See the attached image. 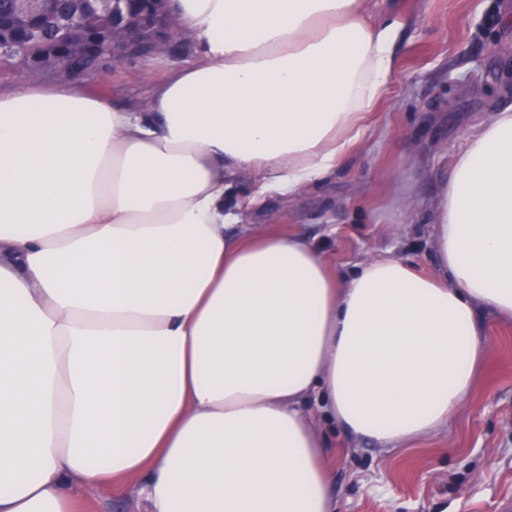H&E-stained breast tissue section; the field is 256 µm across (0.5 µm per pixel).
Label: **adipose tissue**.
Wrapping results in <instances>:
<instances>
[{"label":"adipose tissue","instance_id":"adipose-tissue-1","mask_svg":"<svg viewBox=\"0 0 512 512\" xmlns=\"http://www.w3.org/2000/svg\"><path fill=\"white\" fill-rule=\"evenodd\" d=\"M362 0H172L195 60L146 104L0 90V512H336L306 407L388 450L446 426L512 320V112L433 202L438 272L344 270L224 190L341 165L394 67ZM81 511L139 512L137 488L130 482L121 488L84 490Z\"/></svg>","mask_w":512,"mask_h":512}]
</instances>
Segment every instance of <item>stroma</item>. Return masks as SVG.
<instances>
[{
  "label": "stroma",
  "instance_id": "stroma-1",
  "mask_svg": "<svg viewBox=\"0 0 512 512\" xmlns=\"http://www.w3.org/2000/svg\"><path fill=\"white\" fill-rule=\"evenodd\" d=\"M368 22H397L394 70L348 159L284 195L265 193L244 216L273 234L300 233L348 268L389 254L417 272L436 270L431 202L466 138L512 109V0H364ZM190 52L127 58L82 79L123 106ZM492 339L482 373L438 433L392 451L323 424L337 512H496L512 494V323L477 314ZM82 512H140L137 488L87 489Z\"/></svg>",
  "mask_w": 512,
  "mask_h": 512
}]
</instances>
